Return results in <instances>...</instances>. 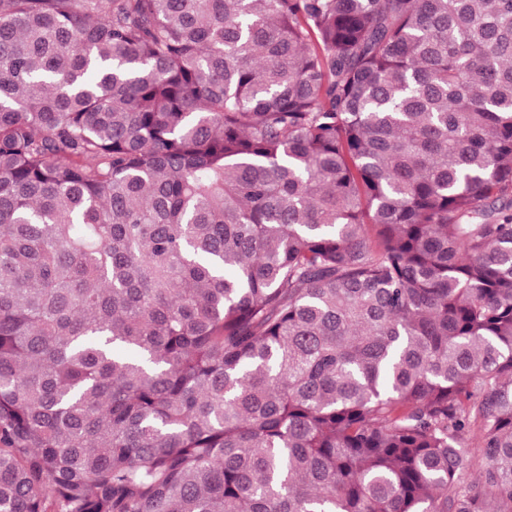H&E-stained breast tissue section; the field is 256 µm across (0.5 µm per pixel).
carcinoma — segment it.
Masks as SVG:
<instances>
[{"mask_svg": "<svg viewBox=\"0 0 512 512\" xmlns=\"http://www.w3.org/2000/svg\"><path fill=\"white\" fill-rule=\"evenodd\" d=\"M0 512H512V0H0Z\"/></svg>", "mask_w": 512, "mask_h": 512, "instance_id": "1", "label": "carcinoma"}]
</instances>
